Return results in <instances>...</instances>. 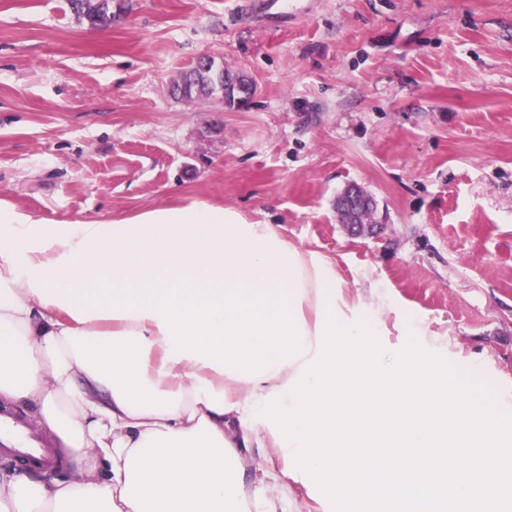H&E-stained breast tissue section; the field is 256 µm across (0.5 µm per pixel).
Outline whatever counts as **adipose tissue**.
Returning a JSON list of instances; mask_svg holds the SVG:
<instances>
[{
  "label": "adipose tissue",
  "mask_w": 512,
  "mask_h": 512,
  "mask_svg": "<svg viewBox=\"0 0 512 512\" xmlns=\"http://www.w3.org/2000/svg\"><path fill=\"white\" fill-rule=\"evenodd\" d=\"M342 300L329 262L206 201L76 224L0 203V401L73 464L0 470V512H292L251 416Z\"/></svg>",
  "instance_id": "adipose-tissue-1"
}]
</instances>
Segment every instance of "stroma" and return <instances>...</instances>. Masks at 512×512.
Returning <instances> with one entry per match:
<instances>
[{
    "mask_svg": "<svg viewBox=\"0 0 512 512\" xmlns=\"http://www.w3.org/2000/svg\"><path fill=\"white\" fill-rule=\"evenodd\" d=\"M0 0V201L46 223L204 200L330 260L379 341L419 325L512 412V0ZM203 54L244 106L170 85ZM358 185L377 224L354 236ZM70 9L81 22L91 28L112 27L126 13L125 0H68Z\"/></svg>",
    "mask_w": 512,
    "mask_h": 512,
    "instance_id": "obj_1",
    "label": "stroma"
}]
</instances>
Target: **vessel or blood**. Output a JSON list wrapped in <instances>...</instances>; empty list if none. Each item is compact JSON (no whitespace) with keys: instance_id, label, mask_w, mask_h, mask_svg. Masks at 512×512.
I'll list each match as a JSON object with an SVG mask.
<instances>
[{"instance_id":"obj_1","label":"vessel or blood","mask_w":512,"mask_h":512,"mask_svg":"<svg viewBox=\"0 0 512 512\" xmlns=\"http://www.w3.org/2000/svg\"><path fill=\"white\" fill-rule=\"evenodd\" d=\"M0 457L29 468H49L56 461V450L39 440L20 416L2 409Z\"/></svg>"}]
</instances>
